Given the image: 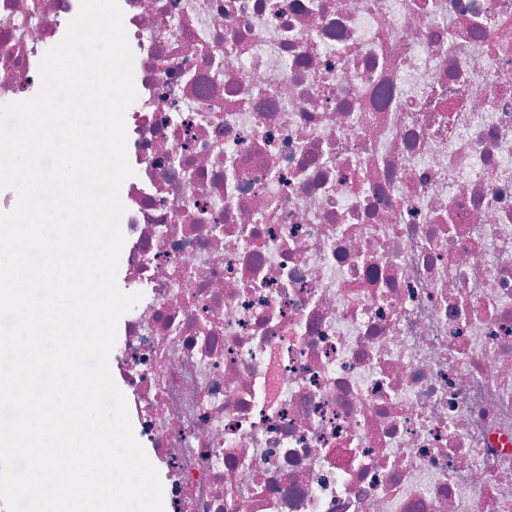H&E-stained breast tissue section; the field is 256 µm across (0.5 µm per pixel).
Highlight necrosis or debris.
Wrapping results in <instances>:
<instances>
[{"instance_id": "obj_1", "label": "necrosis or debris", "mask_w": 512, "mask_h": 512, "mask_svg": "<svg viewBox=\"0 0 512 512\" xmlns=\"http://www.w3.org/2000/svg\"><path fill=\"white\" fill-rule=\"evenodd\" d=\"M110 373L168 512H512V0H119ZM80 0H0V105Z\"/></svg>"}]
</instances>
